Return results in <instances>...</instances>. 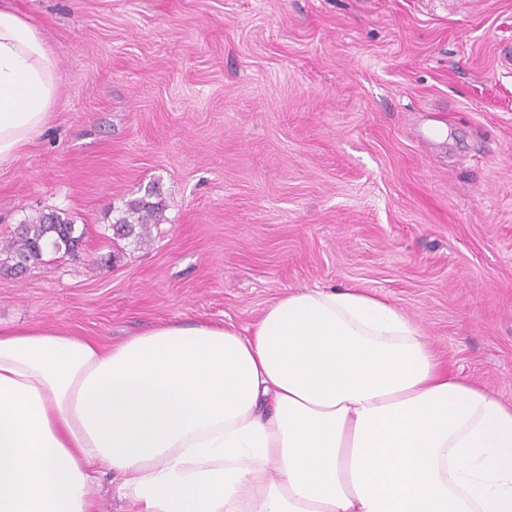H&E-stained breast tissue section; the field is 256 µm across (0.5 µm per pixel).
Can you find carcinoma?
Listing matches in <instances>:
<instances>
[{
    "label": "carcinoma",
    "mask_w": 512,
    "mask_h": 512,
    "mask_svg": "<svg viewBox=\"0 0 512 512\" xmlns=\"http://www.w3.org/2000/svg\"><path fill=\"white\" fill-rule=\"evenodd\" d=\"M166 205L159 188L152 186L140 196L125 202L111 224L113 239L134 238L144 243L149 240L150 226L165 220ZM81 242L75 235V224L66 215L51 211L20 224L14 237L0 245V253H7L11 262L8 269L14 273L28 270L42 260L48 245L56 253L74 254Z\"/></svg>",
    "instance_id": "obj_1"
}]
</instances>
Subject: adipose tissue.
I'll list each match as a JSON object with an SVG mask.
<instances>
[{"label": "adipose tissue", "mask_w": 512, "mask_h": 512, "mask_svg": "<svg viewBox=\"0 0 512 512\" xmlns=\"http://www.w3.org/2000/svg\"><path fill=\"white\" fill-rule=\"evenodd\" d=\"M57 96L40 32L0 6V166ZM105 474L135 512H512V402L353 286L108 347L0 329V512H94Z\"/></svg>", "instance_id": "obj_1"}]
</instances>
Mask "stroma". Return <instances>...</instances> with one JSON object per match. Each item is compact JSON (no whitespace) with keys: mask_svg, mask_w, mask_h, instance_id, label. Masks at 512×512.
Wrapping results in <instances>:
<instances>
[{"mask_svg":"<svg viewBox=\"0 0 512 512\" xmlns=\"http://www.w3.org/2000/svg\"><path fill=\"white\" fill-rule=\"evenodd\" d=\"M58 62L0 168V241L67 213L76 255L0 267V325L118 344L244 328L288 290L398 305L512 402V0H0ZM159 183L144 244L112 210Z\"/></svg>","mask_w":512,"mask_h":512,"instance_id":"35a3bbf8","label":"stroma"}]
</instances>
